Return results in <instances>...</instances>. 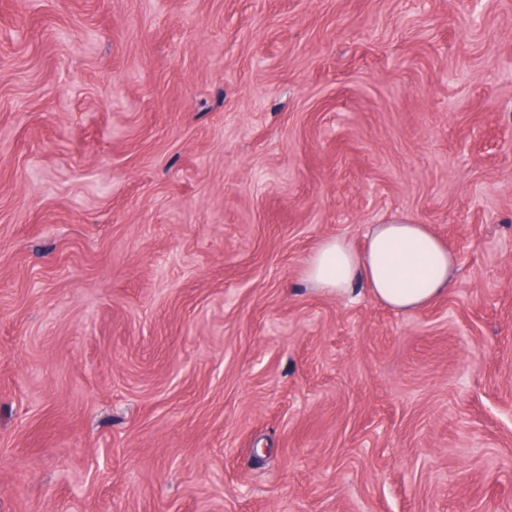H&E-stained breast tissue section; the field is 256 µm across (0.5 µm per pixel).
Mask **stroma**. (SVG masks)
Wrapping results in <instances>:
<instances>
[{
  "instance_id": "stroma-1",
  "label": "stroma",
  "mask_w": 512,
  "mask_h": 512,
  "mask_svg": "<svg viewBox=\"0 0 512 512\" xmlns=\"http://www.w3.org/2000/svg\"><path fill=\"white\" fill-rule=\"evenodd\" d=\"M406 216L412 312L312 289ZM512 512V0H0V512ZM455 267L454 256L425 224L403 217L374 224L362 250L345 237L322 239L304 277L313 288L336 295L361 281L377 301L411 312L448 292Z\"/></svg>"
}]
</instances>
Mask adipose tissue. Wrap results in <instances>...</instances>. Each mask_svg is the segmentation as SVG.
I'll return each mask as SVG.
<instances>
[{
    "label": "adipose tissue",
    "mask_w": 512,
    "mask_h": 512,
    "mask_svg": "<svg viewBox=\"0 0 512 512\" xmlns=\"http://www.w3.org/2000/svg\"><path fill=\"white\" fill-rule=\"evenodd\" d=\"M455 267L454 256L426 225L403 217L373 225L360 250L344 237L322 239L304 277L313 288L339 295L361 281L377 301L411 312L447 293Z\"/></svg>",
    "instance_id": "1"
}]
</instances>
